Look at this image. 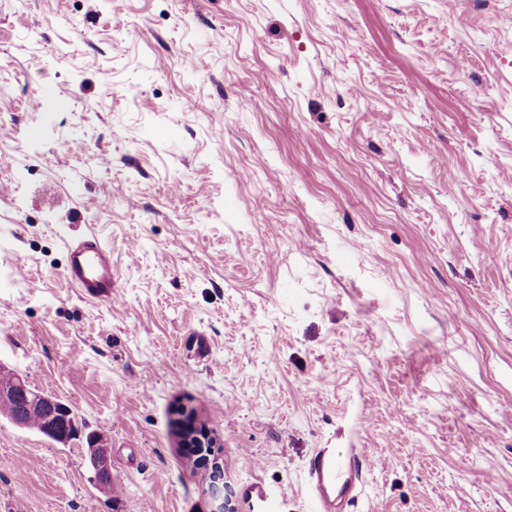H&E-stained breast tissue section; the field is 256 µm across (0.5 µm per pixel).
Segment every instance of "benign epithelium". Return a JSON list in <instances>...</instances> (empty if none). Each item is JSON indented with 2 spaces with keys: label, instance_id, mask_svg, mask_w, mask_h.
Wrapping results in <instances>:
<instances>
[{
  "label": "benign epithelium",
  "instance_id": "benign-epithelium-1",
  "mask_svg": "<svg viewBox=\"0 0 512 512\" xmlns=\"http://www.w3.org/2000/svg\"><path fill=\"white\" fill-rule=\"evenodd\" d=\"M1 400H12L21 408L32 403L43 407L52 427L61 421H67L71 415L62 401L31 388L18 377L10 381H0ZM173 415H175L179 446L196 449L200 457L199 465L208 473L206 494L213 503L212 512H224V466L221 455L217 451L219 444L216 438L209 426L199 421L196 414L187 407L175 408ZM88 437H90V441L87 442L85 436L79 434L77 442L84 447L90 444L92 447L100 449L96 457L97 478L101 484L107 485L112 478L107 440L96 432L88 433Z\"/></svg>",
  "mask_w": 512,
  "mask_h": 512
}]
</instances>
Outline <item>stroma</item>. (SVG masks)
<instances>
[{
  "instance_id": "obj_1",
  "label": "stroma",
  "mask_w": 512,
  "mask_h": 512,
  "mask_svg": "<svg viewBox=\"0 0 512 512\" xmlns=\"http://www.w3.org/2000/svg\"><path fill=\"white\" fill-rule=\"evenodd\" d=\"M0 368L117 487L0 419V512H209L178 405L226 512L325 447L356 512H512V0H0ZM67 263L64 273L67 281L85 298L109 300L112 298V252L95 234L66 243ZM0 418L11 421L13 418L16 407L13 403H17L20 408H25L31 403H39L47 413V418L50 421V426L64 421L68 427L67 418L70 417L71 412L62 401L57 398L50 397L47 394H42L40 391L32 389L27 383H24L21 378L14 377L11 381L1 382L0 379ZM176 416L175 424L180 439V448H196L200 469L208 473L206 494L211 499L214 508L212 512H224V466L220 453L215 448H221L211 429L198 420L196 414L185 406H179L173 411ZM85 432L90 437L89 440L93 448H102L96 457V472L99 482L108 485L112 478V466L107 440L96 432H87L86 430Z\"/></svg>"
}]
</instances>
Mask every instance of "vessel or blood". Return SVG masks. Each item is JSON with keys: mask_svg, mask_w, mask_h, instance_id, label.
Masks as SVG:
<instances>
[{"mask_svg": "<svg viewBox=\"0 0 512 512\" xmlns=\"http://www.w3.org/2000/svg\"><path fill=\"white\" fill-rule=\"evenodd\" d=\"M67 281L85 298L112 297V253L97 235L66 244ZM369 465L366 449L319 448L306 463L307 512H344L362 492V474ZM241 494L252 512H284V499L258 480L243 485Z\"/></svg>", "mask_w": 512, "mask_h": 512, "instance_id": "b4317fda", "label": "vessel or blood"}]
</instances>
